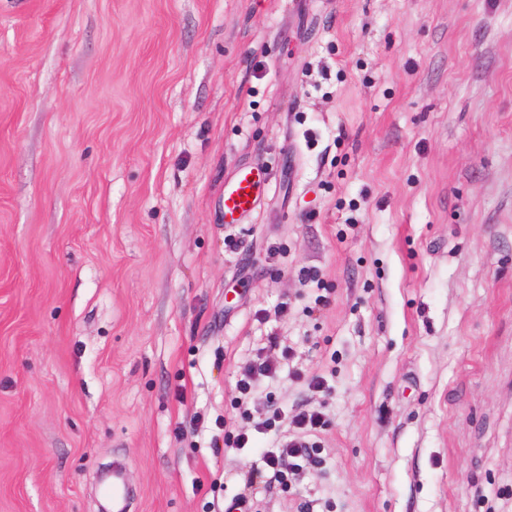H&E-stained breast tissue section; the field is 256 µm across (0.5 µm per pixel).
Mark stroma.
Returning <instances> with one entry per match:
<instances>
[{
  "label": "stroma",
  "mask_w": 512,
  "mask_h": 512,
  "mask_svg": "<svg viewBox=\"0 0 512 512\" xmlns=\"http://www.w3.org/2000/svg\"><path fill=\"white\" fill-rule=\"evenodd\" d=\"M285 345L284 487L212 438ZM113 463L131 512H512V0H0V512ZM266 177L259 171L240 169L224 188V219L233 223L254 214L265 190ZM249 190V193H246ZM245 197V200H242ZM280 366L281 363L279 362L274 364L266 360H262L261 362L250 363L244 368L242 378L237 384V389L240 394V408L248 404V401L252 398L255 392L254 376L258 374L266 377H272L277 374ZM326 424L325 415L322 411L299 412L293 415L290 425L301 434L313 435L311 433L321 430ZM269 447L264 448L261 452L260 477H266L264 471L270 474L265 482L287 485L292 477L298 476L306 470L319 468L324 463L317 441L289 440L288 444L278 443ZM286 458L288 459L287 464Z\"/></svg>",
  "instance_id": "35a3bbf8"
}]
</instances>
